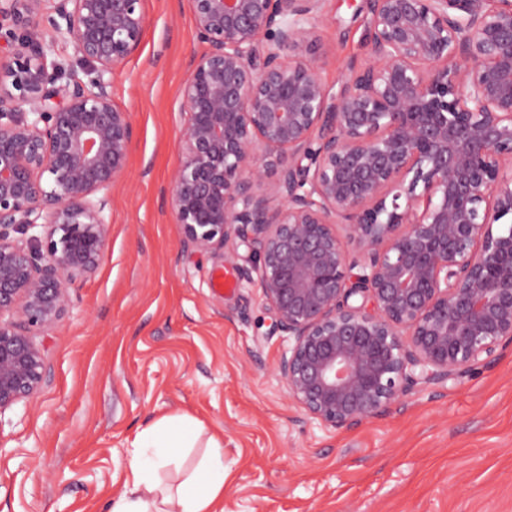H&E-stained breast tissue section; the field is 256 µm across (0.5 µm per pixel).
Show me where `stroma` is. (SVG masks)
Masks as SVG:
<instances>
[{"instance_id": "stroma-1", "label": "stroma", "mask_w": 512, "mask_h": 512, "mask_svg": "<svg viewBox=\"0 0 512 512\" xmlns=\"http://www.w3.org/2000/svg\"><path fill=\"white\" fill-rule=\"evenodd\" d=\"M139 48L111 76L133 143L109 192L95 273L38 341L49 379L0 415V512H106L139 433L165 418L224 445L220 512H512V344L455 382L420 385L336 430L310 418L276 371L250 250L196 252L169 201L182 161L180 90L193 0H143ZM327 84L367 58L366 0H325L313 26Z\"/></svg>"}]
</instances>
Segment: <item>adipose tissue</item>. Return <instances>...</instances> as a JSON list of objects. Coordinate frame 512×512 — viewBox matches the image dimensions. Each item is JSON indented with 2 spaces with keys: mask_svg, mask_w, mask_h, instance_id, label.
<instances>
[{
  "mask_svg": "<svg viewBox=\"0 0 512 512\" xmlns=\"http://www.w3.org/2000/svg\"><path fill=\"white\" fill-rule=\"evenodd\" d=\"M199 426L160 421L144 429L140 449L152 457L134 455L123 493L109 502L107 512H216L224 494V450L219 439L209 438L208 453L198 465L184 471L179 484L166 482L163 469L178 464L184 449L194 447Z\"/></svg>",
  "mask_w": 512,
  "mask_h": 512,
  "instance_id": "1",
  "label": "adipose tissue"
}]
</instances>
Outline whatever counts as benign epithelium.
Here are the masks:
<instances>
[{"label": "benign epithelium", "instance_id": "benign-epithelium-1", "mask_svg": "<svg viewBox=\"0 0 512 512\" xmlns=\"http://www.w3.org/2000/svg\"><path fill=\"white\" fill-rule=\"evenodd\" d=\"M323 2L194 0L170 204L196 251L248 243L289 394L350 429L512 342V0H367L369 59L337 88ZM141 3L0 0V413L46 384L35 336L103 253L133 140L106 75ZM68 40L86 81L52 59Z\"/></svg>", "mask_w": 512, "mask_h": 512}]
</instances>
